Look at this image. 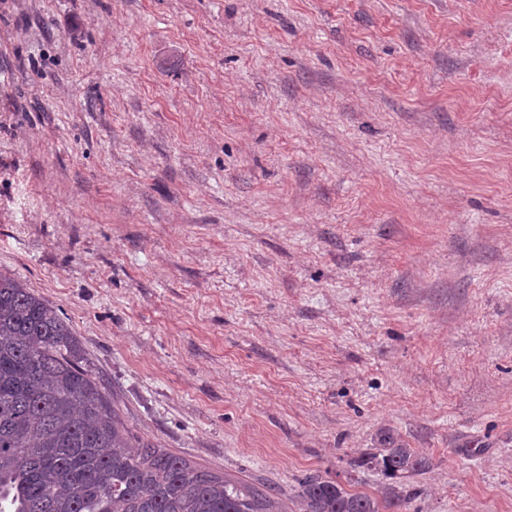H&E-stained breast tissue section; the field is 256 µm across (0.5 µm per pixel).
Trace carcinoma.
Masks as SVG:
<instances>
[{"instance_id": "carcinoma-1", "label": "carcinoma", "mask_w": 512, "mask_h": 512, "mask_svg": "<svg viewBox=\"0 0 512 512\" xmlns=\"http://www.w3.org/2000/svg\"><path fill=\"white\" fill-rule=\"evenodd\" d=\"M382 495L309 473L299 512H403L424 455L387 437L357 463ZM0 512H283L275 490L224 475L132 434L79 341L44 298L0 273Z\"/></svg>"}]
</instances>
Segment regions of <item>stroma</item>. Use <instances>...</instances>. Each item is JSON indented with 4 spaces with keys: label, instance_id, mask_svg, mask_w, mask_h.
Wrapping results in <instances>:
<instances>
[{
    "label": "stroma",
    "instance_id": "obj_1",
    "mask_svg": "<svg viewBox=\"0 0 512 512\" xmlns=\"http://www.w3.org/2000/svg\"><path fill=\"white\" fill-rule=\"evenodd\" d=\"M0 272L199 466L512 512V0H0ZM384 448L364 453L359 468L379 471L388 481L381 497L364 491H352L339 481L309 473L298 481L294 498L299 512H401L417 494L406 479L424 473L429 461L413 448L387 437Z\"/></svg>",
    "mask_w": 512,
    "mask_h": 512
}]
</instances>
